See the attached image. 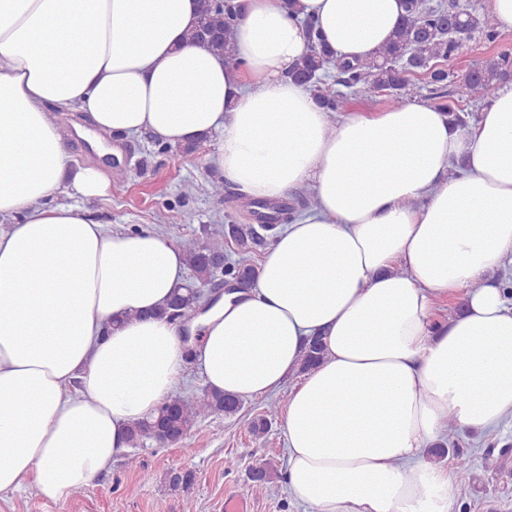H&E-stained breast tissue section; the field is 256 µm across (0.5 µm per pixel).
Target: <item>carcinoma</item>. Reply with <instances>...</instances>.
Returning <instances> with one entry per match:
<instances>
[{
    "label": "carcinoma",
    "instance_id": "1",
    "mask_svg": "<svg viewBox=\"0 0 512 512\" xmlns=\"http://www.w3.org/2000/svg\"><path fill=\"white\" fill-rule=\"evenodd\" d=\"M405 15L391 41L382 46L372 59L356 63L338 61L319 37L317 25L305 23L307 51L292 73L293 80L310 87L317 101L328 111L336 112L343 101L340 87L362 93L369 99L380 96L393 107L408 100L414 93L413 76L421 74L430 87L435 107L453 115L455 125L463 123L459 102L449 98L447 87L450 73L445 63L467 54L468 41L455 34L460 28L465 34L472 32L487 43H495L500 30L494 16H473L465 5L452 2L430 5L426 0H405ZM199 24L190 31L188 40L205 46L221 55L224 63L239 66L234 52L232 37L241 14L232 0H200ZM512 77V49L505 48L496 56L470 68L463 75L469 98L476 102L489 95L495 87ZM212 197L224 202V207L240 213L259 216L257 207L270 206L272 201H256L238 194L231 199L224 194V182L210 184ZM263 239L252 224H229L224 230L209 237L204 244L190 243L185 246L186 264L191 271V280L179 286L172 294L160 315L178 320L183 324L192 322L197 316V287L209 286L219 279L224 283L250 286L254 281L257 265L249 254ZM235 245L238 259L228 257L225 245ZM325 349L318 336L310 338L300 360L298 372L305 374L317 367L324 359ZM242 406V400L230 394L205 387L190 395L176 394L160 406L157 416L151 421L138 422L129 429V444L139 447L144 440L151 439L159 445H171L187 436L197 422L213 415L232 417ZM447 437L443 443L431 450V456L441 460L451 454L456 466L467 468L471 457L459 448L449 449L454 444L456 425L446 426ZM512 446L507 444L499 455L485 453V468L499 471L507 465ZM169 484L175 488L188 489L194 475L190 470L173 469L169 473ZM254 486L269 493H276L274 469L271 463L261 466L260 476Z\"/></svg>",
    "mask_w": 512,
    "mask_h": 512
}]
</instances>
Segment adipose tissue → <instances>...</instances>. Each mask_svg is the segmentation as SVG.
<instances>
[{"mask_svg":"<svg viewBox=\"0 0 512 512\" xmlns=\"http://www.w3.org/2000/svg\"><path fill=\"white\" fill-rule=\"evenodd\" d=\"M242 65L190 43L198 0H0V494L63 501L127 448L188 361L208 388L279 390L307 337L327 355L288 395L287 466L312 512H453L427 452L444 419L486 432L512 418V84L467 133L423 101L332 118L287 77L314 19L336 59L391 38L402 0H243ZM92 31L81 52L72 35ZM97 162L78 164L49 110ZM218 140L240 192L301 186L312 210L281 231L256 281L188 325L152 317L186 277L151 230L112 232L59 194L111 182L112 135ZM460 300L453 317L438 305Z\"/></svg>","mask_w":512,"mask_h":512,"instance_id":"adipose-tissue-1","label":"adipose tissue"}]
</instances>
